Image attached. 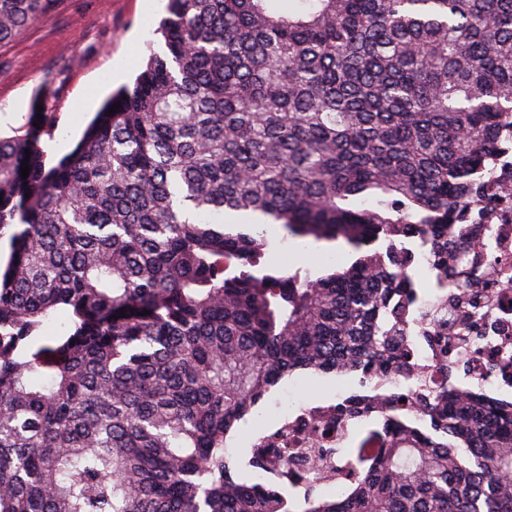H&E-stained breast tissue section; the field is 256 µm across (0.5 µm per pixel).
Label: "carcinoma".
Masks as SVG:
<instances>
[{
	"instance_id": "obj_1",
	"label": "carcinoma",
	"mask_w": 512,
	"mask_h": 512,
	"mask_svg": "<svg viewBox=\"0 0 512 512\" xmlns=\"http://www.w3.org/2000/svg\"><path fill=\"white\" fill-rule=\"evenodd\" d=\"M66 2L0 0V47ZM271 2L168 0L165 54L57 164L50 112L0 138V512H512V403L450 380L413 397L435 430L383 414L343 466L227 447L288 377L410 375L403 241L472 319L512 196L484 183L512 149V0ZM273 224L354 260L275 269Z\"/></svg>"
}]
</instances>
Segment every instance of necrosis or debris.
Wrapping results in <instances>:
<instances>
[{"mask_svg": "<svg viewBox=\"0 0 512 512\" xmlns=\"http://www.w3.org/2000/svg\"><path fill=\"white\" fill-rule=\"evenodd\" d=\"M487 232L495 250L492 257V275L489 286L494 287L492 296L483 298L479 310L480 330L472 332L467 318L451 306L454 290L446 280L437 278L430 270L427 247L420 238L407 240L405 247L417 257V267L425 271L424 302L435 307L439 299H448L444 312L448 316V335L451 343L447 352L425 339H417L418 359L411 376H399L394 379H376L366 387H358L356 378L348 373L336 376V385L332 394L317 396L289 406L279 416L275 424L283 428L295 448L307 445L311 431L325 435L327 443L346 447L356 425L336 421V408L340 403L356 394L368 398L383 397L391 393H407L412 388L433 386L436 379L435 364L441 355L449 359L464 360L467 370L457 385L470 392L478 393L489 403L512 402V367L502 368L504 355H512V217L496 220L488 225Z\"/></svg>", "mask_w": 512, "mask_h": 512, "instance_id": "necrosis-or-debris-1", "label": "necrosis or debris"}]
</instances>
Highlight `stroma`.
<instances>
[{
    "instance_id": "1",
    "label": "stroma",
    "mask_w": 512,
    "mask_h": 512,
    "mask_svg": "<svg viewBox=\"0 0 512 512\" xmlns=\"http://www.w3.org/2000/svg\"><path fill=\"white\" fill-rule=\"evenodd\" d=\"M165 0H67L65 9L0 48V137L23 132L34 105L52 112L53 136L41 145L49 162L69 153L112 91L132 83L150 54L164 53L158 31ZM332 246L304 252L279 244L269 261L289 270L319 269Z\"/></svg>"
}]
</instances>
